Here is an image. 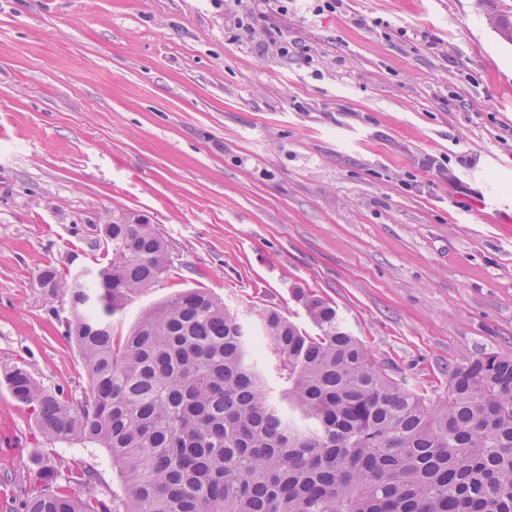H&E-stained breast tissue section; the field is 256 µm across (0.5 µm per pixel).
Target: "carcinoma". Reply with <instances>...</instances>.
Here are the masks:
<instances>
[{
  "label": "carcinoma",
  "instance_id": "carcinoma-1",
  "mask_svg": "<svg viewBox=\"0 0 512 512\" xmlns=\"http://www.w3.org/2000/svg\"><path fill=\"white\" fill-rule=\"evenodd\" d=\"M105 233L112 258L67 289L90 393L63 399L18 366L5 380L48 439L106 449L122 485L109 502L94 471L50 461L56 488L21 512H512V357L448 367V396L428 403L333 305L296 288L315 333L258 313L276 398L248 325L204 289L145 311L114 342L112 316L169 272L170 250L134 212Z\"/></svg>",
  "mask_w": 512,
  "mask_h": 512
}]
</instances>
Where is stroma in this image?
<instances>
[{"label":"stroma","instance_id":"obj_1","mask_svg":"<svg viewBox=\"0 0 512 512\" xmlns=\"http://www.w3.org/2000/svg\"><path fill=\"white\" fill-rule=\"evenodd\" d=\"M264 15L288 38L279 57ZM388 22L380 32L374 20ZM512 0H0V512L46 460L121 479L105 449L47 439L3 378L26 366L81 399L64 292L103 257L100 229L144 214L172 267L112 319L189 288L260 333L302 327L292 291L335 306L377 363L436 402L448 368L512 356Z\"/></svg>","mask_w":512,"mask_h":512}]
</instances>
